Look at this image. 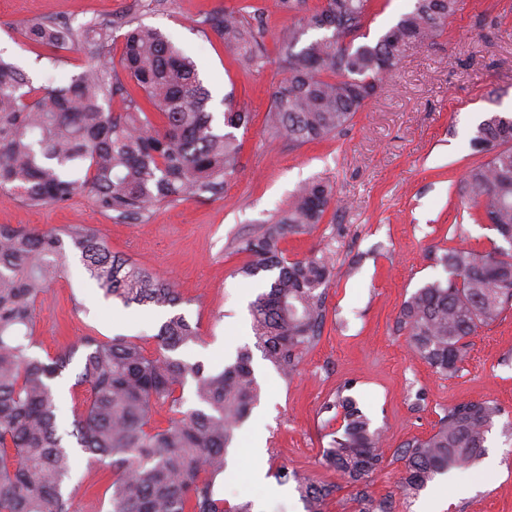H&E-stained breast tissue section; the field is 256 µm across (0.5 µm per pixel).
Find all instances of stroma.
<instances>
[{
    "instance_id": "1",
    "label": "stroma",
    "mask_w": 512,
    "mask_h": 512,
    "mask_svg": "<svg viewBox=\"0 0 512 512\" xmlns=\"http://www.w3.org/2000/svg\"><path fill=\"white\" fill-rule=\"evenodd\" d=\"M243 5L260 9L264 20L267 61L258 69L243 68L203 24L209 13ZM411 7L412 0H370L363 34L377 39ZM117 17L175 41L196 60L214 110L230 93L251 121L236 132L240 166L227 192L161 204L143 224L99 212L84 193L36 209L0 195V224L95 225L114 251L171 283L182 298L172 310L123 307L105 298L79 258H71L67 274L38 301L35 354L56 355L89 335H121L151 350L160 324L176 312L199 324L203 337L183 356L223 367L253 345L250 306L272 278L268 272L239 275L246 260L239 241L285 208L299 182L319 179L333 186L341 206L330 208L313 233L287 237L283 247L291 259L332 248L336 280L327 291L322 335L290 379L254 354L260 398L228 451L220 487L226 502L305 512L294 483L276 477L285 467L337 485L326 512H356L352 487L319 463L342 425L323 406L345 386L385 437L387 457L370 490L375 498H391L393 512H512V309L478 328L466 362L451 377L413 356L406 331L396 324L417 288L447 279L440 262L445 250L484 251L499 239L490 224L474 220L459 185L479 159L471 147L479 123L493 113H512V0H462L445 31L407 51L344 131L303 146L269 142L263 131L283 77L279 39L295 21L275 0H164L157 7L147 0H0V56L22 67L33 86L62 84L82 72L85 54L67 53L51 63L21 36V26L53 19L76 27ZM484 399L495 401L501 414L483 456L436 477L417 496H404L403 465L394 451L432 433L449 407ZM255 442L264 463L257 484L250 479ZM110 478L108 466L75 453L69 487L77 512H108L103 491Z\"/></svg>"
}]
</instances>
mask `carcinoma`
I'll return each mask as SVG.
<instances>
[{"instance_id": "1", "label": "carcinoma", "mask_w": 512, "mask_h": 512, "mask_svg": "<svg viewBox=\"0 0 512 512\" xmlns=\"http://www.w3.org/2000/svg\"><path fill=\"white\" fill-rule=\"evenodd\" d=\"M368 2L325 0L311 10L307 0H277L282 11L303 17L280 39L285 78L265 116L270 137L301 146L340 133L409 48L445 30L461 0H414L383 35L356 45ZM205 24L242 66L264 63L260 14L219 10ZM116 28L112 19L77 28L47 20L25 28V37L52 60L86 43L96 52L63 86L35 88L0 56L1 194L41 207L65 204L87 189L101 212L136 224L162 203L224 193L239 166L235 131L247 128L250 113L224 99L215 120L195 61L152 28L123 33L119 66H105ZM310 30L320 36L299 46ZM118 67L143 90L150 109L130 99L124 111H112V98L122 91ZM472 147L489 159L468 169L460 191L508 247L448 249L440 257L447 280L418 288L398 316L413 352L442 376L457 373L478 327L512 307V116L480 123ZM335 204L330 184L303 181L287 209L238 245L248 257L243 276L275 272L250 311L254 347L285 378L298 372L321 336L336 266L322 250L290 261L282 244L310 233ZM75 254L104 295L126 307L180 302L169 283L113 252L93 225H0V512H76L66 492L75 446L112 468L109 512H250L247 504L224 502L219 485L235 431L260 397L253 354L243 348L219 370L182 357L201 332L181 314L160 325L153 352L123 336L84 338L75 385L85 387L86 397L68 433L75 443L59 433L55 385L72 353L40 357L30 348L35 302ZM187 392L193 406L186 410ZM162 406L174 414L164 425L153 419ZM329 408L343 409L345 425L322 449L321 464L358 487V512H390L386 501L366 491L385 459L380 430L341 390ZM500 414L494 401L462 402L428 437L404 442L396 451L404 464L403 492L413 495L436 476L470 466ZM278 479L296 483L307 512H324L336 491L284 467Z\"/></svg>"}]
</instances>
